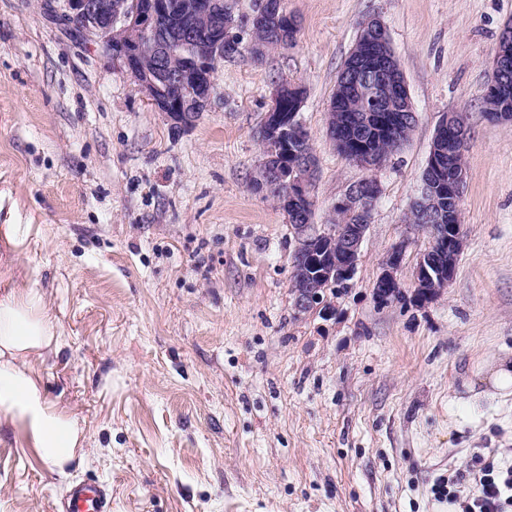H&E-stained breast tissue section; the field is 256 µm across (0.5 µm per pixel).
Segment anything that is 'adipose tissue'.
<instances>
[{"label": "adipose tissue", "mask_w": 512, "mask_h": 512, "mask_svg": "<svg viewBox=\"0 0 512 512\" xmlns=\"http://www.w3.org/2000/svg\"><path fill=\"white\" fill-rule=\"evenodd\" d=\"M59 339L41 291L14 286L0 292V424L12 427L23 447L62 474L86 453L85 421L48 401L33 367Z\"/></svg>", "instance_id": "1"}]
</instances>
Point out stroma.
Here are the masks:
<instances>
[{
    "label": "stroma",
    "mask_w": 512,
    "mask_h": 512,
    "mask_svg": "<svg viewBox=\"0 0 512 512\" xmlns=\"http://www.w3.org/2000/svg\"><path fill=\"white\" fill-rule=\"evenodd\" d=\"M47 0H0V290L42 291L61 332L36 360L47 398L85 420L87 453L59 477L0 428V512H57L78 479L112 512H448L432 493L474 453L512 448V397L473 400L494 357L512 355V124L484 94L512 0H284L297 20L264 62L225 59L196 125L166 116L102 48L76 41ZM379 18L416 123L369 171L328 133L340 67ZM302 85L313 221L331 224L350 186L376 180L352 286L335 314H296L293 237L254 192L258 129L276 81ZM467 115L456 274L418 306L410 226L436 128ZM408 240L404 296L373 294Z\"/></svg>",
    "instance_id": "1"
}]
</instances>
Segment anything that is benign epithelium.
Here are the masks:
<instances>
[{"label": "benign epithelium", "mask_w": 512, "mask_h": 512, "mask_svg": "<svg viewBox=\"0 0 512 512\" xmlns=\"http://www.w3.org/2000/svg\"><path fill=\"white\" fill-rule=\"evenodd\" d=\"M212 17L211 26L203 32L180 27L181 13ZM61 16L76 30L82 40L93 41L138 83L158 111L162 112L175 132L192 128L208 111L215 92L214 67L224 60V50L240 49L241 31L262 26L271 20L291 28L297 22L285 10L283 0H261L260 8L244 18L224 22V0H185L177 5L172 0H149L138 6L137 0H63ZM370 30L367 50L349 63L342 88L337 91L329 109L336 110L342 97H360L362 111L345 121L344 133H330L335 145L346 152L349 160L372 170L384 164L386 156L376 140L390 129L415 124L404 74L391 47L385 25L378 19L365 24ZM156 52L157 63L151 71L136 64L145 46ZM183 61L177 74L169 71L166 58ZM190 82L195 111L188 112L180 99H159V83ZM512 82V27L503 31L496 49L492 74L485 98L499 103L500 120L512 122V101L508 98ZM388 85L397 96L378 99V86ZM304 99L302 86L290 82L274 83L272 104L262 121L263 147L254 188L267 193L279 191L278 205L288 217L293 234L292 254L309 258V265L293 272L290 283L292 306L299 313L316 311L329 318L334 314L330 288L337 283L349 284L353 279L361 247L369 228L370 214L379 196L378 183L364 179L353 185L336 204V211L357 218L355 224L320 227L312 223L314 201L311 185L316 171L312 151L299 153L290 148L288 136L303 138L304 127L298 119ZM468 125L462 112H450L439 124L421 178V194L412 214L423 217L414 229L428 232V246L420 253L415 267L413 300L424 305L434 299L454 278L464 241L456 233H448L459 223L464 168L456 158L465 152ZM406 240L387 252L382 272L374 284V294L382 302L403 296L398 278L405 253Z\"/></svg>", "instance_id": "1"}]
</instances>
